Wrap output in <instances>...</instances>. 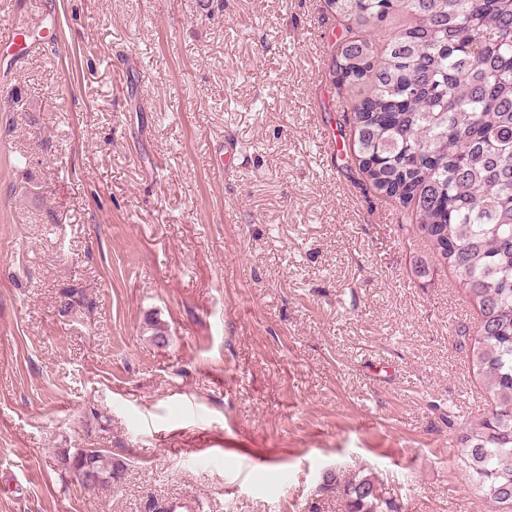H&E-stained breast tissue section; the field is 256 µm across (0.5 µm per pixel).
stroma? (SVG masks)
<instances>
[{
    "mask_svg": "<svg viewBox=\"0 0 512 512\" xmlns=\"http://www.w3.org/2000/svg\"><path fill=\"white\" fill-rule=\"evenodd\" d=\"M0 512H491L479 311L337 166L324 0H0ZM77 292V318L61 315ZM167 329L155 344L147 328ZM61 448L122 467L89 489ZM61 448L57 452L58 459L62 464V468L64 474L67 475L71 480L76 481L78 484L83 485L88 488L95 487H111L110 484H105L102 482H111L112 476L111 474H103L96 473L95 479L90 478L87 480H82L80 478H74L71 470L73 469H82L84 467L93 468L95 470L102 469L104 467H108L112 469V471H116L117 467H119L114 461H112V456L109 455L106 451L99 448ZM345 512H387L389 502L381 499L375 482L367 477L348 480L342 486Z\"/></svg>",
    "mask_w": 512,
    "mask_h": 512,
    "instance_id": "stroma-1",
    "label": "stroma"
}]
</instances>
